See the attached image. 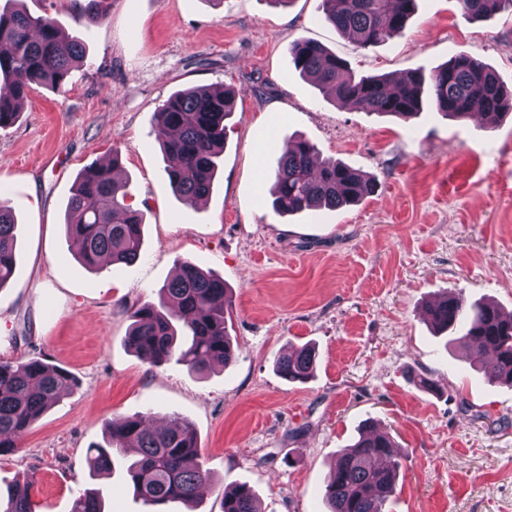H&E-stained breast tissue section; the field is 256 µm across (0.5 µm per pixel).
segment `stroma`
<instances>
[{"label": "stroma", "instance_id": "1", "mask_svg": "<svg viewBox=\"0 0 512 512\" xmlns=\"http://www.w3.org/2000/svg\"><path fill=\"white\" fill-rule=\"evenodd\" d=\"M81 0H24L82 41L65 92L33 87L0 129V196L17 219L16 272L0 288V360L31 357L77 384L0 457V486L32 484L34 512H70L77 491L105 512H148L127 457L90 478L89 449L115 416L187 421L218 487L245 483L262 512H326L322 489L367 421L408 456L388 512H512V389L489 385L425 307L448 291L512 312V112L494 122L422 112L410 123L336 103L295 69L288 44L316 41L362 75L431 73L465 53L512 92V12L465 19L456 0H418L396 37L358 49L324 22L320 0H112L84 19ZM234 91L209 196L173 192L154 112L177 91ZM313 142L377 183L336 210L280 216L269 188L287 144ZM118 159L124 203L142 213L140 258L84 268L64 226L78 173ZM224 279L233 365L200 375L152 366L124 344L131 312L156 300L177 262ZM314 346L313 376L279 377L289 346ZM425 372L435 388L416 387Z\"/></svg>", "mask_w": 512, "mask_h": 512}]
</instances>
